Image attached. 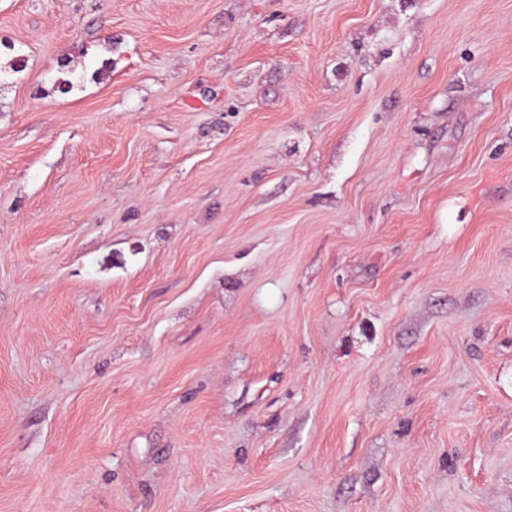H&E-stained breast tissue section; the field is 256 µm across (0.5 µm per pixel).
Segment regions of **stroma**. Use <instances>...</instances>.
<instances>
[{
  "label": "stroma",
  "instance_id": "1",
  "mask_svg": "<svg viewBox=\"0 0 512 512\" xmlns=\"http://www.w3.org/2000/svg\"><path fill=\"white\" fill-rule=\"evenodd\" d=\"M0 512H512V0H0Z\"/></svg>",
  "mask_w": 512,
  "mask_h": 512
}]
</instances>
